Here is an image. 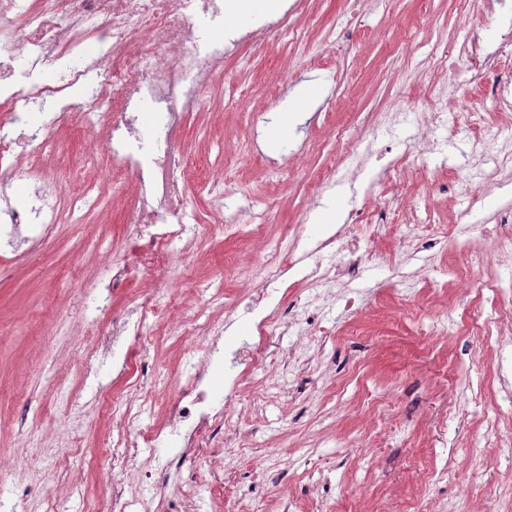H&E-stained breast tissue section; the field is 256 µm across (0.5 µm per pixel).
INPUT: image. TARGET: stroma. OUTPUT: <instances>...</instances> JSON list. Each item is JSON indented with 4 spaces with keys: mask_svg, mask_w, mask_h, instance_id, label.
<instances>
[{
    "mask_svg": "<svg viewBox=\"0 0 512 512\" xmlns=\"http://www.w3.org/2000/svg\"><path fill=\"white\" fill-rule=\"evenodd\" d=\"M292 22L307 30L303 42L281 35L246 68L228 52L222 91L183 130L186 152L217 175L224 196V229L201 238L198 261L174 243L167 269L137 272L99 314L89 286L128 245L126 212L108 192L44 242L22 237L0 251V451L13 470L0 478V512H44L50 501L57 512H113L101 471L116 426L102 406L124 391L126 375L111 355L87 357L88 326L111 330L142 292L159 295L165 318L201 310L220 319L215 289L237 299L262 286L274 306L315 314L253 360L256 376L285 372L286 388L237 406L226 439L207 450L222 464L219 478L200 472L181 445L140 449L147 467L135 479L150 512H183L191 490L198 512H250L255 499L267 512H512V459L502 454L512 443V342L499 347L485 336L481 324L497 297L470 288L464 259L448 248L468 211L493 218L501 199L438 190L476 171L471 113L486 135L512 144V121L485 92L512 76V57L482 70L457 53L474 41L498 48L512 26L496 9L472 20L454 0H300ZM439 78L452 91L472 88L470 102L452 94L433 103ZM395 101L402 111L392 121L386 112ZM435 107L446 120L419 129L415 113ZM363 132L375 142L366 169L404 161L377 191L406 222H369L365 178L323 179L355 168L343 146ZM89 139L76 122L61 136L59 160L93 186L99 171ZM310 179L322 183L313 204L304 192ZM332 205L344 211L342 224L322 223ZM253 212L266 218L264 239L252 235ZM289 229L323 244L301 268L331 273L330 282H267L256 249ZM356 250L379 259L343 283L336 273ZM446 292L454 304L441 336L436 315ZM348 296L356 300L349 311ZM359 324L369 335H345ZM205 345L202 336H159L143 378L181 376L191 351ZM351 433L365 437L368 456L341 454ZM74 441L79 452L61 461ZM231 442L247 455L226 453Z\"/></svg>",
    "mask_w": 512,
    "mask_h": 512,
    "instance_id": "1",
    "label": "stroma"
}]
</instances>
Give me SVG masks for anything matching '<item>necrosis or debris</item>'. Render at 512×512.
Wrapping results in <instances>:
<instances>
[{"mask_svg":"<svg viewBox=\"0 0 512 512\" xmlns=\"http://www.w3.org/2000/svg\"><path fill=\"white\" fill-rule=\"evenodd\" d=\"M223 26L216 0H0V184L44 176L36 162L54 148L56 130L75 122L67 99L71 88L82 87L93 126L105 133L104 182L112 191L130 192L134 201L131 246L107 281L113 291H121L134 272L163 265L172 243L184 240L193 246L201 236L223 228L215 206L210 209L212 223L189 225L184 191L203 171L179 148L186 109L201 108L204 90L224 72L223 43L207 42L202 33ZM89 40L100 49L91 61L81 55ZM34 60L64 64V79L34 78L27 71ZM144 106L163 114L162 150L146 152L139 144L138 112ZM34 111L42 114L36 124L27 120ZM476 142L486 184L506 193L500 219L510 222L512 155L485 136H477ZM47 176L67 182L68 195L41 193L27 207L7 208L1 230L9 234L32 225L45 238L56 225L73 220L77 203L87 197L86 187L61 172ZM479 222L474 214L460 225L453 249L477 259L466 278L488 280V255L511 256L512 234L497 235L493 248L485 249L471 231ZM161 313L155 295L144 293L136 301V319L119 326L120 334L131 339L122 366L132 383L129 391L113 396L107 411L123 421L138 418L145 404L135 376L154 347L146 325ZM226 419V413L209 405L204 370L195 368L185 377L167 426L134 436L118 431L112 440V471L128 473L137 459L136 447L156 446L170 433L182 434L186 446L210 447Z\"/></svg>","mask_w":512,"mask_h":512,"instance_id":"necrosis-or-debris-1","label":"necrosis or debris"}]
</instances>
